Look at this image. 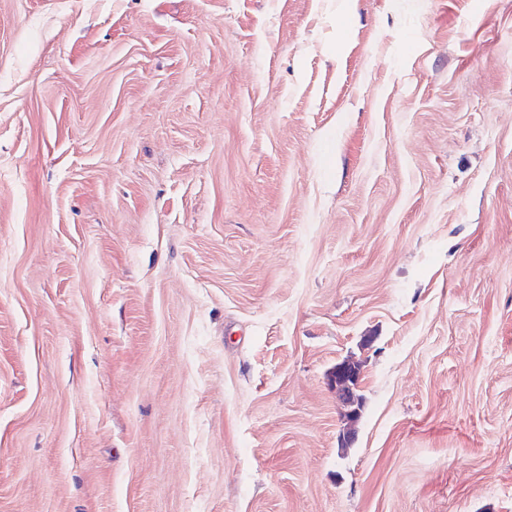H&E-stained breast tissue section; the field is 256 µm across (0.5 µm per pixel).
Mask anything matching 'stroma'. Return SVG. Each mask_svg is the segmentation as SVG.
Listing matches in <instances>:
<instances>
[{
	"label": "stroma",
	"instance_id": "35a3bbf8",
	"mask_svg": "<svg viewBox=\"0 0 512 512\" xmlns=\"http://www.w3.org/2000/svg\"><path fill=\"white\" fill-rule=\"evenodd\" d=\"M0 512H512V0H0ZM361 378L358 364L350 360L337 363L328 375V384L336 389L339 398L348 408L346 417L351 422H355L360 414L361 403L357 391Z\"/></svg>",
	"mask_w": 512,
	"mask_h": 512
}]
</instances>
